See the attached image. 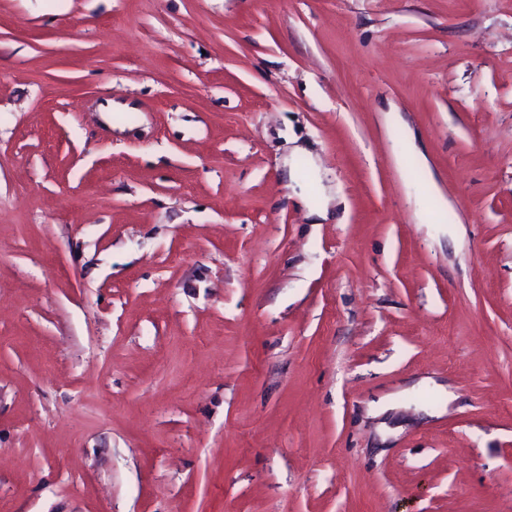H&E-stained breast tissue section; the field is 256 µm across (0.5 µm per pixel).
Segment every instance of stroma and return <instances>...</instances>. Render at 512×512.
<instances>
[{
	"label": "stroma",
	"instance_id": "35a3bbf8",
	"mask_svg": "<svg viewBox=\"0 0 512 512\" xmlns=\"http://www.w3.org/2000/svg\"><path fill=\"white\" fill-rule=\"evenodd\" d=\"M0 512H512V0H0Z\"/></svg>",
	"mask_w": 512,
	"mask_h": 512
}]
</instances>
